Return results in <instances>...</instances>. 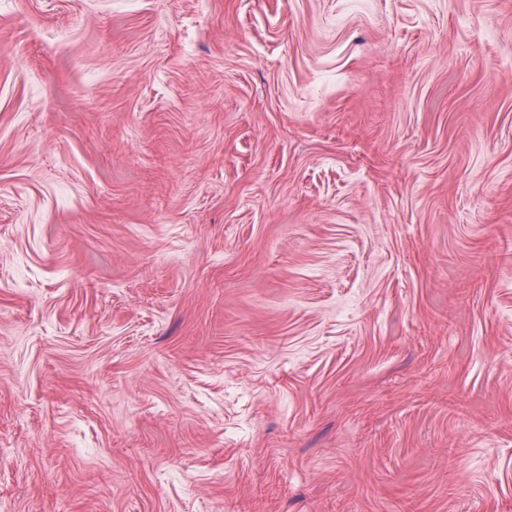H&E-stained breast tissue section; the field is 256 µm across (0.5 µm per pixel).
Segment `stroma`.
<instances>
[{
    "instance_id": "obj_1",
    "label": "stroma",
    "mask_w": 512,
    "mask_h": 512,
    "mask_svg": "<svg viewBox=\"0 0 512 512\" xmlns=\"http://www.w3.org/2000/svg\"><path fill=\"white\" fill-rule=\"evenodd\" d=\"M0 512H512V0H0Z\"/></svg>"
}]
</instances>
